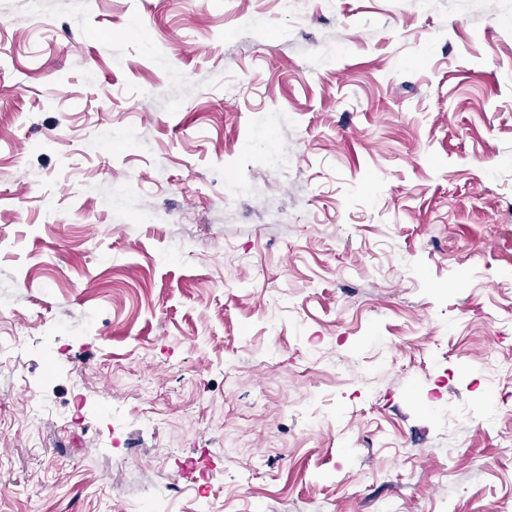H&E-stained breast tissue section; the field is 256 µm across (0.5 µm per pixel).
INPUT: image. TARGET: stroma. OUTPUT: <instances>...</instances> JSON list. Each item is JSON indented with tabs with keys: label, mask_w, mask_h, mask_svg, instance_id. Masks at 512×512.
Masks as SVG:
<instances>
[{
	"label": "stroma",
	"mask_w": 512,
	"mask_h": 512,
	"mask_svg": "<svg viewBox=\"0 0 512 512\" xmlns=\"http://www.w3.org/2000/svg\"><path fill=\"white\" fill-rule=\"evenodd\" d=\"M1 240L0 512H512V0H0ZM175 482L166 484L155 494L140 499L132 512H169L168 506Z\"/></svg>",
	"instance_id": "1"
}]
</instances>
